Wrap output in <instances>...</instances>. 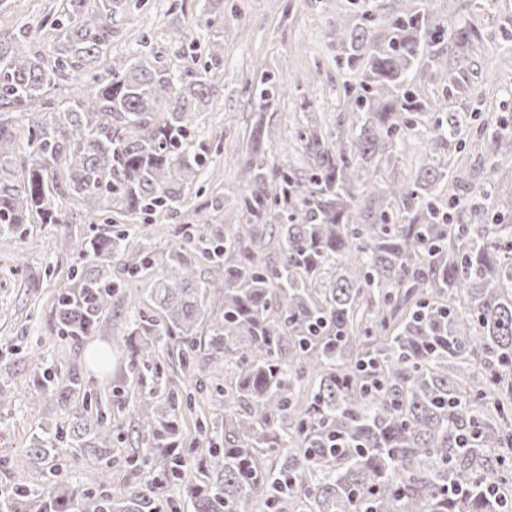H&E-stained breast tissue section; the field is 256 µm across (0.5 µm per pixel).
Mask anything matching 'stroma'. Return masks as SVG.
Here are the masks:
<instances>
[{
	"instance_id": "obj_1",
	"label": "stroma",
	"mask_w": 512,
	"mask_h": 512,
	"mask_svg": "<svg viewBox=\"0 0 512 512\" xmlns=\"http://www.w3.org/2000/svg\"><path fill=\"white\" fill-rule=\"evenodd\" d=\"M203 0H139L136 7L117 15L112 26L110 54L121 56L138 49L142 36L169 66L179 67L207 60L205 45L219 39L220 64L213 69L216 92L205 111L197 113L196 142L209 160L201 191L189 194V205L220 199L213 212L214 225L244 223L235 201L243 189L238 158L252 127L267 123L271 137L287 143V152L276 155L279 164L307 170L308 159L298 146L299 117L318 112L327 128L343 122L345 88L356 74L336 63L330 32L346 16L347 0H224V14L212 27H199L193 42L176 41L170 33L188 26ZM59 0H7L0 8V39H13L27 30L32 49L52 57L55 32L44 26L45 15L55 14ZM433 15L476 27L481 39L471 56L472 66L461 75L463 96L449 98V109H482L512 115V97L500 91L512 85V0H429ZM279 86L269 105H260L253 88L260 76ZM65 216L61 224H31L23 234L0 235V384H8L12 398L0 410V487L15 490L43 486L47 468L29 453V446L46 424L62 422L64 413L44 386L43 374L58 376L77 372L91 387L110 396L113 381L126 374L133 341L121 322L105 318L81 347L60 339L54 329L57 295L69 283L71 234L88 229L90 218L72 195H56ZM182 211L162 212L151 223L137 225L135 243L155 252L166 251L171 228L182 223ZM103 347L111 353L108 371H100L88 358L90 350ZM213 386L195 392V411L185 415L180 431L184 446L200 437L197 414H223ZM113 464L103 468L87 452L66 462L69 479L77 485L112 482L126 492L152 496L153 473L163 466L154 459L151 471L130 476L124 460L138 448L137 427L131 404L112 405Z\"/></svg>"
}]
</instances>
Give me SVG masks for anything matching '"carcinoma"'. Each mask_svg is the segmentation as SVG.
<instances>
[{"instance_id": "obj_1", "label": "carcinoma", "mask_w": 512, "mask_h": 512, "mask_svg": "<svg viewBox=\"0 0 512 512\" xmlns=\"http://www.w3.org/2000/svg\"><path fill=\"white\" fill-rule=\"evenodd\" d=\"M130 2L60 0L48 21L51 62L24 31L0 42V233L36 218L63 223L54 202L63 186L98 218L148 224L158 211L184 209L164 257L136 251L126 230L71 235L70 284L56 299V332L79 346L118 308L112 266L149 275L161 317H122L128 335L142 337L132 350L133 405L147 423L144 452L126 458L128 469L181 444L179 421L194 404L167 382L160 357L175 337L183 373L196 374L200 344L224 370V421L197 420L204 440L193 453L203 465L175 456L170 468L192 512H512V501L486 492L512 474V182L496 178L498 158L512 155V121L478 122L448 111L446 94L427 103L410 89L413 72L446 69L466 92L457 73L470 66L479 31L433 18L426 0L352 10L330 33L336 63L359 74L346 92L347 127L332 131L307 113L303 175L272 164L258 121L240 165L247 223L220 230L185 203L206 164L191 141L193 117L216 91L209 71L145 54L101 66L112 17ZM67 75L78 89L60 108L48 92ZM32 108L43 118L26 129L17 181L3 118ZM417 128L425 150L415 173L385 180L379 166ZM454 143L487 164L463 194L438 153ZM45 381L65 420L30 451L53 465L43 488L15 492L0 512H178L112 485L66 483L54 462L77 448L110 458L112 422L88 403L77 373ZM281 449L275 466L269 457Z\"/></svg>"}]
</instances>
